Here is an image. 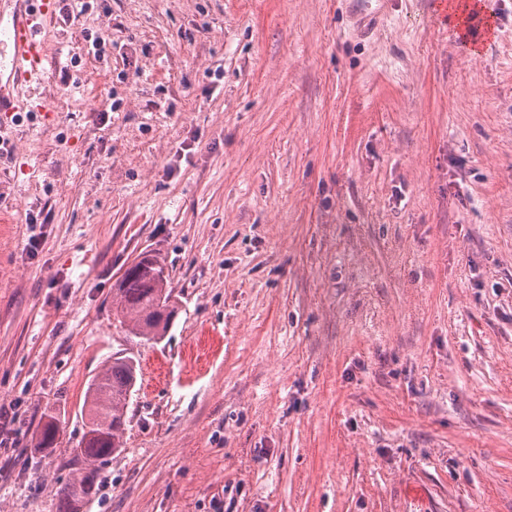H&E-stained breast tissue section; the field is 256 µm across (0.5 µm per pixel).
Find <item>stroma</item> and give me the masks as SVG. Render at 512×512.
<instances>
[{"label": "stroma", "instance_id": "1", "mask_svg": "<svg viewBox=\"0 0 512 512\" xmlns=\"http://www.w3.org/2000/svg\"><path fill=\"white\" fill-rule=\"evenodd\" d=\"M495 25L475 54L434 0L54 15L0 125V512H57L118 351L126 449L82 512H512V0ZM144 252L154 345L112 317ZM176 306L168 275L157 257L141 256L126 268L112 291V317L129 338L159 343L168 333Z\"/></svg>", "mask_w": 512, "mask_h": 512}]
</instances>
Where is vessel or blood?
<instances>
[{
  "instance_id": "b4317fda",
  "label": "vessel or blood",
  "mask_w": 512,
  "mask_h": 512,
  "mask_svg": "<svg viewBox=\"0 0 512 512\" xmlns=\"http://www.w3.org/2000/svg\"><path fill=\"white\" fill-rule=\"evenodd\" d=\"M19 8L9 32L11 48L10 72L0 83V113L10 114L23 108L19 88L36 81L39 75L53 67L55 59L37 33L43 20L51 15L54 0H18Z\"/></svg>"
}]
</instances>
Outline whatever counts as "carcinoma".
<instances>
[{
	"label": "carcinoma",
	"mask_w": 512,
	"mask_h": 512,
	"mask_svg": "<svg viewBox=\"0 0 512 512\" xmlns=\"http://www.w3.org/2000/svg\"><path fill=\"white\" fill-rule=\"evenodd\" d=\"M175 313L168 275L154 256L144 255L132 262L112 291L113 319L125 328L128 337L144 343H159ZM136 382V359L118 352L88 382L82 405L84 432L74 452L89 467L60 486L59 512H79L82 504L94 498L100 467L124 451L127 409ZM58 427L57 419L48 416L39 447H53Z\"/></svg>",
	"instance_id": "obj_1"
}]
</instances>
